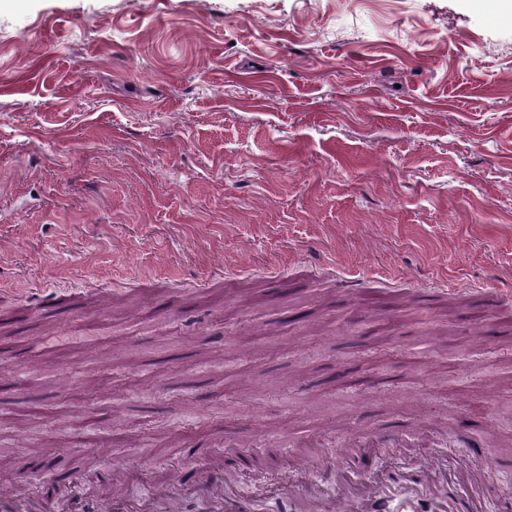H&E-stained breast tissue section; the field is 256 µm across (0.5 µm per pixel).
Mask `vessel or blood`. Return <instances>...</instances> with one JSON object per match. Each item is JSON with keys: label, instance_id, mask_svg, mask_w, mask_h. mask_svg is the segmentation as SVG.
I'll return each mask as SVG.
<instances>
[{"label": "vessel or blood", "instance_id": "1", "mask_svg": "<svg viewBox=\"0 0 512 512\" xmlns=\"http://www.w3.org/2000/svg\"><path fill=\"white\" fill-rule=\"evenodd\" d=\"M357 441L332 450V456L318 463L300 460L297 480L269 485L265 512H483L484 488L495 470L485 464L484 450L469 440V454L460 458L445 481L434 478L433 462L420 459L401 466L377 470L371 479L360 478L348 468ZM229 470L213 469L190 462L181 471L177 485L164 497L170 512H255L248 497L234 493ZM65 496L48 499L39 494L20 497L0 491V512H155L153 487L143 488L139 499L102 498L89 494L83 479L67 477Z\"/></svg>", "mask_w": 512, "mask_h": 512}]
</instances>
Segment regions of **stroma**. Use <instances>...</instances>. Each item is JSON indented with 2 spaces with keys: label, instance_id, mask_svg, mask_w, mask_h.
<instances>
[{
  "label": "stroma",
  "instance_id": "35a3bbf8",
  "mask_svg": "<svg viewBox=\"0 0 512 512\" xmlns=\"http://www.w3.org/2000/svg\"><path fill=\"white\" fill-rule=\"evenodd\" d=\"M388 431L512 463V22L0 0V480Z\"/></svg>",
  "mask_w": 512,
  "mask_h": 512
}]
</instances>
